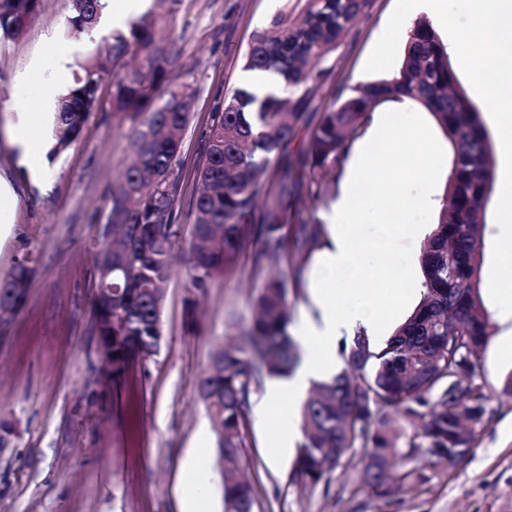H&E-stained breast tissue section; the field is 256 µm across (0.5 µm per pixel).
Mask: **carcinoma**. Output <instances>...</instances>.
<instances>
[{
	"label": "carcinoma",
	"instance_id": "cac0c4a2",
	"mask_svg": "<svg viewBox=\"0 0 512 512\" xmlns=\"http://www.w3.org/2000/svg\"><path fill=\"white\" fill-rule=\"evenodd\" d=\"M126 28L103 35L76 63L60 93L51 154L67 150L88 114L112 85V111L132 120L133 161L110 191L95 266L93 313L101 363L116 385L135 364L157 355L161 311L175 245L187 243L190 308L215 279L243 268L254 283L252 320L224 332L196 380L209 416L216 454L223 457V512H254V490L237 467L251 397L265 380L290 374L302 345L289 332L290 295L326 235L315 216L330 193L326 174L343 166L350 148L386 103L413 101L445 133L453 158L438 223L420 253L422 298L393 334L376 345L362 331L342 344L344 368L312 384L299 412L302 440L292 478L316 484L361 449L360 480L382 497L422 474L409 463L425 457L452 472L474 447L490 417L486 385L476 379L491 323L478 292L486 211L495 157L490 134L453 68L448 47L426 20L408 31L400 66L368 82L342 83L333 103L313 104L330 75L323 63L365 15L369 0H296L252 35L246 70L274 74L280 92L258 96L237 88L212 115L203 135L201 190L191 221L177 206L176 158L190 120L189 86L168 75L173 31L182 0H158ZM38 0H0V31L21 35L13 15L36 12ZM105 0H73L70 24L95 27ZM112 285V322L98 289ZM26 292L17 267L0 277V309L14 312Z\"/></svg>",
	"mask_w": 512,
	"mask_h": 512
}]
</instances>
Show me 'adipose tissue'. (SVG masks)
<instances>
[{
  "instance_id": "adipose-tissue-1",
  "label": "adipose tissue",
  "mask_w": 512,
  "mask_h": 512,
  "mask_svg": "<svg viewBox=\"0 0 512 512\" xmlns=\"http://www.w3.org/2000/svg\"><path fill=\"white\" fill-rule=\"evenodd\" d=\"M377 134L379 143L356 148L346 188L325 216L327 240L311 271L309 305L298 332L305 349L303 362L292 377L270 382L256 407L264 418L275 422L285 448L299 433L296 409L310 383L336 371L337 339L360 329L373 337L383 328L386 303L377 284L393 272L392 258L409 231L400 212L414 207L431 215L440 208L433 191L437 148L428 135L395 118ZM410 144L418 150L419 169H405L397 163L369 195L358 194L357 184L367 180L382 157L397 161Z\"/></svg>"
}]
</instances>
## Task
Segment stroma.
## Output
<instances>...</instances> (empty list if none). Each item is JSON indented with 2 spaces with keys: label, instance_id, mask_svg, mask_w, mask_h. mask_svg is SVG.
I'll list each match as a JSON object with an SVG mask.
<instances>
[{
  "label": "stroma",
  "instance_id": "obj_1",
  "mask_svg": "<svg viewBox=\"0 0 512 512\" xmlns=\"http://www.w3.org/2000/svg\"><path fill=\"white\" fill-rule=\"evenodd\" d=\"M395 5L370 0L325 63L331 76L318 107L333 102L337 83L369 81L365 63ZM281 6L282 0H182L172 66L175 83L192 91L176 160L182 216H189L197 194L201 140L212 114L243 86L250 39ZM71 14V0H39L21 37L0 36V176L16 197L12 209L0 212V220L14 226L13 235L0 241V275L26 250L37 257L26 299L0 335V422L13 428L11 444L0 450V512H182L183 472L194 449H205L208 465L216 463L195 382L225 329L249 326L252 288L241 272L216 279L197 320H190L184 248L176 246L158 354L132 368L116 388L98 384L95 258L108 193L128 162L131 121L112 112V89L103 87L100 109L87 117L78 141L46 157L47 187L32 178L8 138L19 113L36 112L34 134L51 140L53 108L40 99L47 75L34 63L47 43L67 47L74 62L100 40L72 30ZM432 224L413 214L415 235L396 257L397 267L413 274L383 281V295L420 288L419 255ZM511 373L512 353L488 346L478 375L492 415L472 453L451 474L419 460L425 481L389 498L359 487L354 451L318 485L294 483L295 448L281 449L274 423L250 413L238 465L254 487L255 512H512V396L501 391Z\"/></svg>",
  "mask_w": 512,
  "mask_h": 512
}]
</instances>
